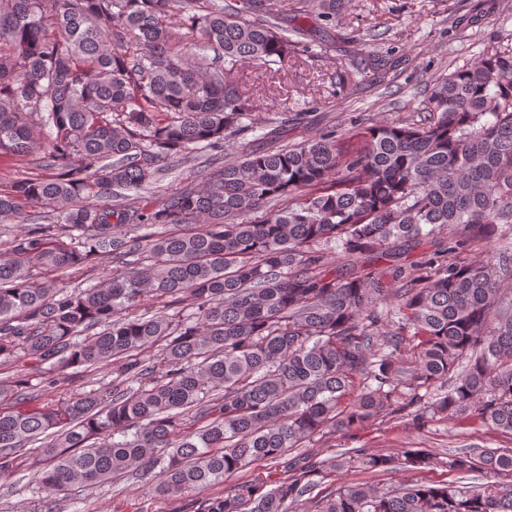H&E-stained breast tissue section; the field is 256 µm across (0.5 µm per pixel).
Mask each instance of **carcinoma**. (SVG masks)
<instances>
[{
	"label": "carcinoma",
	"mask_w": 512,
	"mask_h": 512,
	"mask_svg": "<svg viewBox=\"0 0 512 512\" xmlns=\"http://www.w3.org/2000/svg\"><path fill=\"white\" fill-rule=\"evenodd\" d=\"M292 3L317 13L316 0H0V155L30 160L39 133L34 165L50 171L0 184V223L18 228L0 252V364L17 367L0 377V478L30 461L50 496L134 473L169 497L263 461L284 465L272 488L240 483L203 512H512V450L289 457L403 411L512 435V46L437 79L421 122L361 127L354 150L340 128L285 143L279 116L259 135L272 148L223 163L254 131L230 74L285 65L304 32ZM496 231L491 261L448 259ZM100 259V284L57 285ZM154 347L161 374L139 357ZM111 363L110 389L33 404L28 365ZM357 468L484 482L315 493Z\"/></svg>",
	"instance_id": "cac0c4a2"
}]
</instances>
